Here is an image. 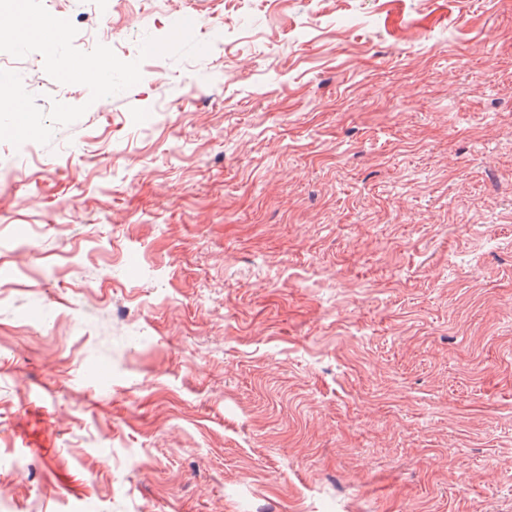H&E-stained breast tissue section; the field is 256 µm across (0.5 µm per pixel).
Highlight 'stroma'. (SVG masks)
Returning <instances> with one entry per match:
<instances>
[{
    "label": "stroma",
    "instance_id": "1",
    "mask_svg": "<svg viewBox=\"0 0 512 512\" xmlns=\"http://www.w3.org/2000/svg\"><path fill=\"white\" fill-rule=\"evenodd\" d=\"M42 2L209 49L0 52V512H512V0Z\"/></svg>",
    "mask_w": 512,
    "mask_h": 512
}]
</instances>
